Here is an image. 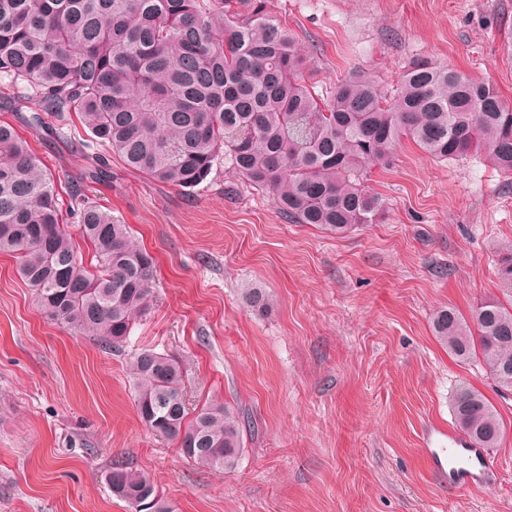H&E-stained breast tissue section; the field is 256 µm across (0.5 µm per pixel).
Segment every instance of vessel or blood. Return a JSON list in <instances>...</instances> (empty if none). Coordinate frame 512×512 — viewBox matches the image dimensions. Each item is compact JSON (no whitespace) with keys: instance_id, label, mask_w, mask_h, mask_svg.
<instances>
[{"instance_id":"1","label":"vessel or blood","mask_w":512,"mask_h":512,"mask_svg":"<svg viewBox=\"0 0 512 512\" xmlns=\"http://www.w3.org/2000/svg\"><path fill=\"white\" fill-rule=\"evenodd\" d=\"M433 471L447 480L455 490H480L493 486L497 470L491 451L472 443L468 438L449 435L448 444L442 448L427 449Z\"/></svg>"}]
</instances>
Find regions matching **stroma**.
<instances>
[{"label":"stroma","mask_w":512,"mask_h":512,"mask_svg":"<svg viewBox=\"0 0 512 512\" xmlns=\"http://www.w3.org/2000/svg\"><path fill=\"white\" fill-rule=\"evenodd\" d=\"M331 91L353 72L396 88L428 57L492 82L512 100V0H268ZM57 179L89 158L43 138L0 101ZM81 183V182H80ZM382 221L339 236L292 224L268 193L230 169L192 190L147 180L113 159L86 194L156 258L149 313L120 349L38 310L0 253V512H128L105 474H149L174 512H512V394L439 344L437 311L472 316L501 298L512 244V174L482 155L438 162L413 143L363 179ZM272 297L248 308L241 288ZM152 347L183 364L190 405L230 404L245 419L233 471L188 463L140 422L127 359ZM482 392L507 433L497 483L449 490L431 471L427 427L453 421L461 385Z\"/></svg>","instance_id":"35a3bbf8"}]
</instances>
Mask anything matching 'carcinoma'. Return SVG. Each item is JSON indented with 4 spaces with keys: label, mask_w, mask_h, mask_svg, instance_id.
Masks as SVG:
<instances>
[{
    "label": "carcinoma",
    "mask_w": 512,
    "mask_h": 512,
    "mask_svg": "<svg viewBox=\"0 0 512 512\" xmlns=\"http://www.w3.org/2000/svg\"><path fill=\"white\" fill-rule=\"evenodd\" d=\"M307 56L266 0H0V93L67 138L79 123L95 158L83 181L104 180L107 155L180 189L218 166L266 191L294 224L345 234L384 215L358 178L386 166L405 139L446 161L481 152L512 173V103L496 85L429 59L406 70L393 94L356 72L329 97L310 89ZM78 225V244L67 224ZM36 305L60 327L106 349L126 342L151 302L154 257L129 225L53 175L13 125L0 121V253ZM498 279L507 302H485L471 320L433 318L437 340L475 358L499 391L512 392V247ZM245 305H270L261 288ZM134 405L154 435L177 441L201 467L233 469L243 452L240 414L228 404L188 407L179 358L145 347L131 357ZM457 428L495 448L506 428L479 391L453 397ZM106 482L130 512H172L144 472L115 464Z\"/></svg>",
    "instance_id": "carcinoma-1"
}]
</instances>
